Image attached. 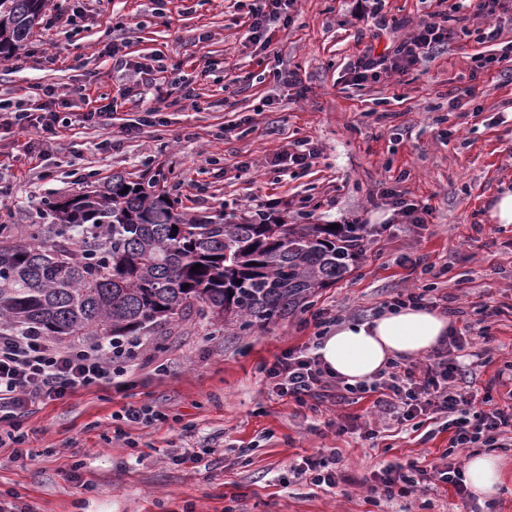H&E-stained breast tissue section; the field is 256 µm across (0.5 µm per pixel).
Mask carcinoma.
Here are the masks:
<instances>
[{"label":"carcinoma","instance_id":"cac0c4a2","mask_svg":"<svg viewBox=\"0 0 512 512\" xmlns=\"http://www.w3.org/2000/svg\"><path fill=\"white\" fill-rule=\"evenodd\" d=\"M28 2L0 0L1 61L37 25ZM44 206L48 224H0V326L60 343L190 320L247 332L306 310L364 250L360 224L189 213L121 174Z\"/></svg>","mask_w":512,"mask_h":512}]
</instances>
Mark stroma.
I'll list each match as a JSON object with an SVG mask.
<instances>
[{
    "label": "stroma",
    "mask_w": 512,
    "mask_h": 512,
    "mask_svg": "<svg viewBox=\"0 0 512 512\" xmlns=\"http://www.w3.org/2000/svg\"><path fill=\"white\" fill-rule=\"evenodd\" d=\"M350 0H296L289 25L268 41L247 36L246 0H44L54 26L35 27L25 48L0 61V87L37 112L52 93L70 119L53 148L32 159L36 128L0 126V224H45L43 201L93 188L114 174L157 181L192 212L243 214L273 202L299 224H361L366 250L350 276L323 289L310 309L243 335L189 326L146 336L126 384L81 390L31 407L26 457L0 453V492L34 512H512V447L495 449L499 494L481 500L438 484L373 501L360 482L387 465H442L448 432L391 426L370 400L317 409L271 394L265 369L284 351L312 343L314 312L371 319L410 288L450 295L449 322L474 337L490 328L487 366L460 386L484 389L512 363V224L490 218L512 186V74L475 60L512 41L477 39L470 9L448 14L453 35L435 58L381 82L352 86L345 69L373 40ZM76 24H69V16ZM156 56L162 73L142 80L134 63ZM299 84L289 86L288 73ZM194 100L174 106L173 88ZM115 105L111 126H83L80 114ZM149 117L136 132L127 120ZM317 157L308 169L279 170L272 158L297 141ZM399 182L425 204V223L392 221L383 193ZM501 307L491 316L487 306ZM130 402L151 404L166 422L129 428L134 447L112 434ZM353 415L346 432L331 422ZM375 424L374 441L363 439ZM200 462L181 461L182 447ZM315 453L335 460L342 482L316 486L290 467Z\"/></svg>",
    "instance_id": "1"
}]
</instances>
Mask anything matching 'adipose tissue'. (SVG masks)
Segmentation results:
<instances>
[{"label":"adipose tissue","mask_w":512,"mask_h":512,"mask_svg":"<svg viewBox=\"0 0 512 512\" xmlns=\"http://www.w3.org/2000/svg\"><path fill=\"white\" fill-rule=\"evenodd\" d=\"M448 328L436 311L406 308L341 324L323 338L318 354L332 374L356 384L374 378L391 360L425 355L447 336ZM465 482L480 497L496 495L502 484L497 458L470 456Z\"/></svg>","instance_id":"ef3b65f1"}]
</instances>
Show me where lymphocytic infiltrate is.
<instances>
[{
  "label": "lymphocytic infiltrate",
  "instance_id": "1",
  "mask_svg": "<svg viewBox=\"0 0 512 512\" xmlns=\"http://www.w3.org/2000/svg\"><path fill=\"white\" fill-rule=\"evenodd\" d=\"M452 33L436 18L420 20L407 37L383 50L366 46L348 66L355 86L379 82L383 76L403 72L427 61L447 45ZM31 117L24 111L0 113V124L21 129L37 128L29 144L33 156L44 155L59 135L51 103ZM470 337L449 331L441 352L422 366L391 363L371 382L357 384L331 376L314 347L283 352L267 370L271 390L296 403L335 389L337 402L356 403L374 396L378 407L398 424L417 418L442 420L448 430V449L508 448L512 446V403L499 404L492 392L482 397L463 392L458 383L469 371L459 359L471 348ZM135 340L110 338L87 346L56 347L41 336L0 330V449L19 450L27 439L20 426L28 408L65 399L76 391L106 385L127 372ZM426 473L417 465L401 470L385 467L367 480L365 487L376 500L391 501L417 490Z\"/></svg>",
  "mask_w": 512,
  "mask_h": 512
}]
</instances>
